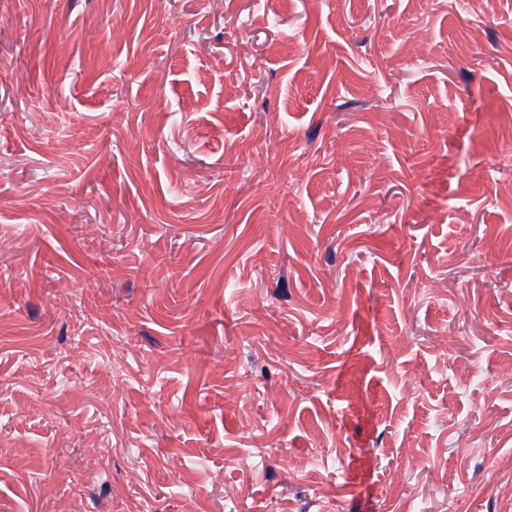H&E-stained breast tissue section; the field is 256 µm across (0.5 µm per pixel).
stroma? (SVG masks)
Masks as SVG:
<instances>
[{
    "mask_svg": "<svg viewBox=\"0 0 512 512\" xmlns=\"http://www.w3.org/2000/svg\"><path fill=\"white\" fill-rule=\"evenodd\" d=\"M508 182L512 0H0V512H512Z\"/></svg>",
    "mask_w": 512,
    "mask_h": 512,
    "instance_id": "35a3bbf8",
    "label": "stroma"
}]
</instances>
